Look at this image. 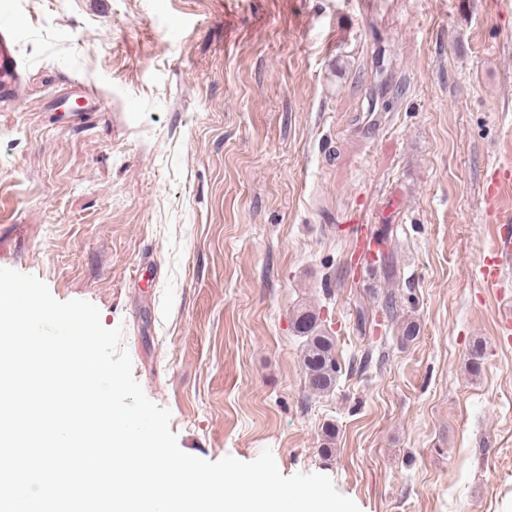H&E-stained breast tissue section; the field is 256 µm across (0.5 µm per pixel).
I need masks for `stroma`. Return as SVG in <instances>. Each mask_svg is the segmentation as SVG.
Masks as SVG:
<instances>
[{
	"instance_id": "obj_1",
	"label": "stroma",
	"mask_w": 512,
	"mask_h": 512,
	"mask_svg": "<svg viewBox=\"0 0 512 512\" xmlns=\"http://www.w3.org/2000/svg\"><path fill=\"white\" fill-rule=\"evenodd\" d=\"M0 21L23 65L0 105V267L122 327L183 452L271 450L361 512H512V267L499 294L472 274L512 156V5L0 0ZM73 90L78 126L52 108ZM350 216L393 268L357 273ZM306 310L335 343L325 394ZM294 325L306 338L303 365L309 390L316 394L329 392L338 372L332 336L323 331L318 316L310 310L300 313Z\"/></svg>"
}]
</instances>
